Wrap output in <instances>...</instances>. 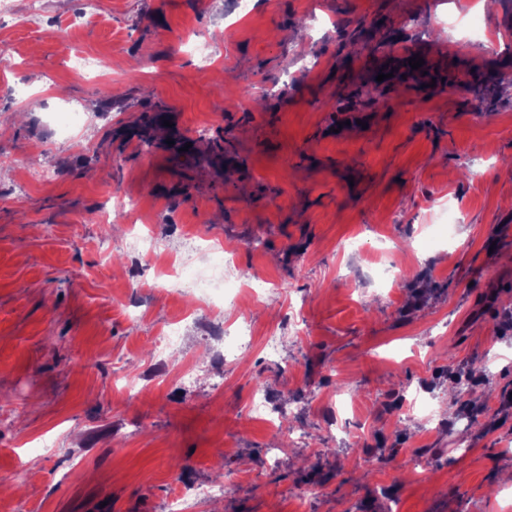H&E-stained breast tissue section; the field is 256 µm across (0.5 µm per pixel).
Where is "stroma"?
Segmentation results:
<instances>
[{"label": "stroma", "mask_w": 512, "mask_h": 512, "mask_svg": "<svg viewBox=\"0 0 512 512\" xmlns=\"http://www.w3.org/2000/svg\"><path fill=\"white\" fill-rule=\"evenodd\" d=\"M478 2L99 0L91 18L42 0L0 29L24 58L0 89L26 95L0 97V512H167L183 486L226 480L201 512H512V0ZM418 44L446 67L429 94L374 84L376 60ZM77 52L96 79L73 72ZM290 74L285 93L258 88ZM71 105L64 142L51 117ZM340 112L365 122L324 136ZM112 187L162 247L222 243L284 294L209 312L158 288L103 210ZM238 316L256 344L225 362ZM172 327L179 345L154 357ZM132 357L129 397L113 371ZM407 386L443 428L401 420ZM279 422L304 442L273 463ZM416 454L429 470L394 469Z\"/></svg>", "instance_id": "35a3bbf8"}]
</instances>
